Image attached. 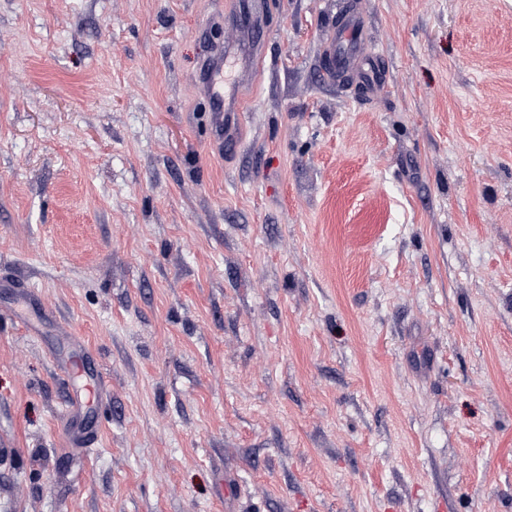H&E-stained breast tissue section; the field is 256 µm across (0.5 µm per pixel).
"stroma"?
<instances>
[{
    "label": "stroma",
    "mask_w": 512,
    "mask_h": 512,
    "mask_svg": "<svg viewBox=\"0 0 512 512\" xmlns=\"http://www.w3.org/2000/svg\"><path fill=\"white\" fill-rule=\"evenodd\" d=\"M235 2L0 0V512H512V0H264L230 151ZM363 26L358 16L345 19L336 28V42L333 40L330 52V60L336 62V43H343L348 48V53L340 57L344 64L365 62L370 66L369 76L374 77V71L368 63V47L363 36ZM204 84L211 98L215 127L224 138V112H242L243 99L240 92L224 93V62H208L203 73Z\"/></svg>",
    "instance_id": "35a3bbf8"
}]
</instances>
